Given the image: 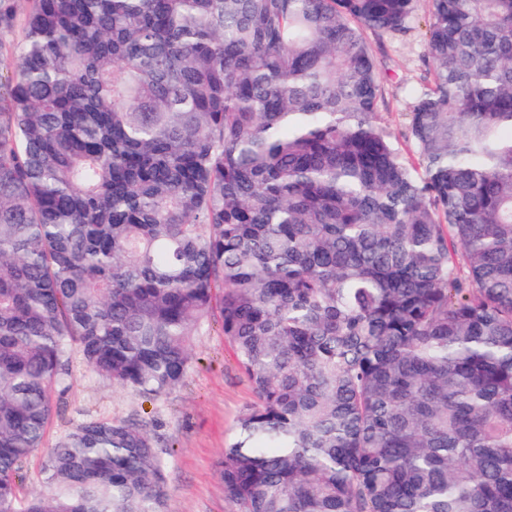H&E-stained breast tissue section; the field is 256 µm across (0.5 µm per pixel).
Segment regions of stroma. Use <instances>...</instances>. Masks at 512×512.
<instances>
[{
    "mask_svg": "<svg viewBox=\"0 0 512 512\" xmlns=\"http://www.w3.org/2000/svg\"><path fill=\"white\" fill-rule=\"evenodd\" d=\"M429 0H417L409 29L401 35H369L382 77L378 117L394 135L409 163L417 155L408 135L415 90L430 70L426 42ZM255 400L220 319H212L193 342L192 365L180 387L150 401L113 386L75 358L72 376L54 398L44 448L25 458L18 472V492L39 490L46 448L77 424L91 419L131 420L155 438L170 486L167 512H231L224 499L218 461L235 434L239 415Z\"/></svg>",
    "mask_w": 512,
    "mask_h": 512,
    "instance_id": "obj_1",
    "label": "stroma"
}]
</instances>
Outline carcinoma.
Returning a JSON list of instances; mask_svg holds the SVG:
<instances>
[{
	"mask_svg": "<svg viewBox=\"0 0 512 512\" xmlns=\"http://www.w3.org/2000/svg\"><path fill=\"white\" fill-rule=\"evenodd\" d=\"M0 512H166L73 352L159 399L220 314L234 512H512V0H431L409 164L365 33L415 0H0Z\"/></svg>",
	"mask_w": 512,
	"mask_h": 512,
	"instance_id": "cac0c4a2",
	"label": "carcinoma"
}]
</instances>
